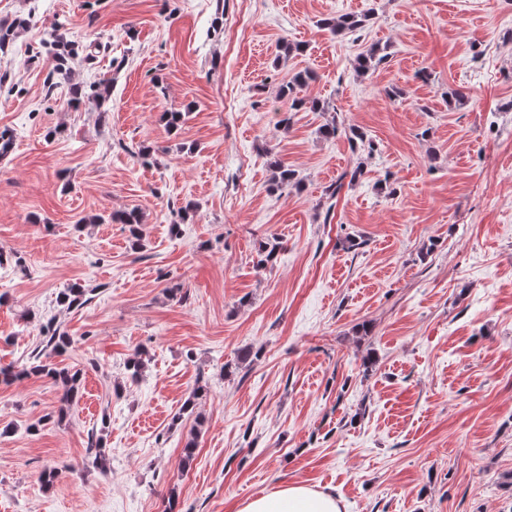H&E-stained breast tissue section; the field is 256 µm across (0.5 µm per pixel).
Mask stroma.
<instances>
[{
  "label": "stroma",
  "instance_id": "stroma-1",
  "mask_svg": "<svg viewBox=\"0 0 512 512\" xmlns=\"http://www.w3.org/2000/svg\"><path fill=\"white\" fill-rule=\"evenodd\" d=\"M349 13L366 26H320ZM19 14L0 53V367L52 319L83 378L62 422L50 379L0 384V512H236L295 482L342 512H512V0H0ZM60 21L110 50L50 87L35 53ZM284 40L305 46L285 64ZM374 45L387 60L357 73ZM305 69L300 97L328 111L278 98ZM105 80V106L70 108ZM273 157L303 190L270 192ZM131 208L137 247L90 221ZM268 240L277 260L256 268ZM76 282L95 295L69 311ZM201 384L203 425L175 421ZM95 431L105 474L83 466ZM31 22L30 15L17 16L11 21L0 20V51L24 32ZM367 17V15L345 14L336 18L324 19L320 24L332 35L338 36L360 30L368 20ZM311 79H313V73L308 70L295 73L290 81L288 80L280 85L278 96L282 99H293L291 110L309 109L312 112L328 111V104H325V102L319 99L305 100L303 98H293L295 90L305 85L308 80ZM291 110L289 112H291Z\"/></svg>",
  "mask_w": 512,
  "mask_h": 512
}]
</instances>
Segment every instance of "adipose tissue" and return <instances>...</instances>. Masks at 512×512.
Listing matches in <instances>:
<instances>
[{"mask_svg": "<svg viewBox=\"0 0 512 512\" xmlns=\"http://www.w3.org/2000/svg\"><path fill=\"white\" fill-rule=\"evenodd\" d=\"M335 495L304 483L281 486L243 502L238 512H341Z\"/></svg>", "mask_w": 512, "mask_h": 512, "instance_id": "1", "label": "adipose tissue"}]
</instances>
